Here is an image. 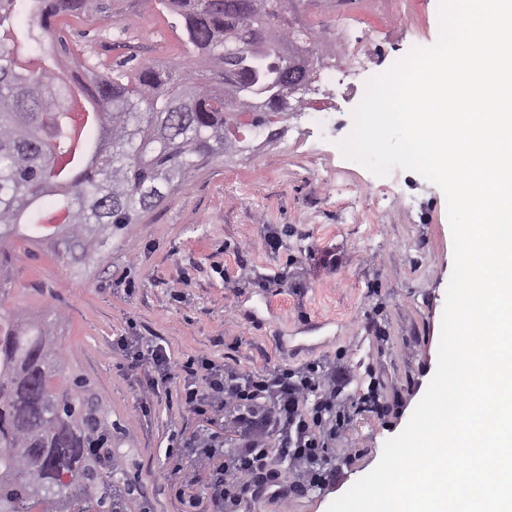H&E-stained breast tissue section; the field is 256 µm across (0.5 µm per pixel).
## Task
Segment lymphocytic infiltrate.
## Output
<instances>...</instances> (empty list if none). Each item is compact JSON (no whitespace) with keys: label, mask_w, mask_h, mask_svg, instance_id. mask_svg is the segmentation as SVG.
Here are the masks:
<instances>
[{"label":"lymphocytic infiltrate","mask_w":512,"mask_h":512,"mask_svg":"<svg viewBox=\"0 0 512 512\" xmlns=\"http://www.w3.org/2000/svg\"><path fill=\"white\" fill-rule=\"evenodd\" d=\"M186 369L193 380L183 388L182 404L201 416L229 413L236 423L232 444L215 432L203 440L226 457L210 512H241L243 503L264 497L285 501L335 479L323 460L329 439L348 420L342 396L350 372L343 363L242 373L201 357L188 360Z\"/></svg>","instance_id":"lymphocytic-infiltrate-1"}]
</instances>
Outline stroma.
<instances>
[{"mask_svg":"<svg viewBox=\"0 0 512 512\" xmlns=\"http://www.w3.org/2000/svg\"><path fill=\"white\" fill-rule=\"evenodd\" d=\"M295 7L309 23L353 16L363 31L405 17L379 48L375 75L440 33V0H297ZM115 10L113 21L72 17L59 31L73 52L107 68L184 53L180 20L156 0H117ZM361 100L345 96L327 120L272 116L242 149L192 171L93 259L59 258L29 230L7 239L10 308L64 312L63 376L86 379L112 427V451L137 476L150 512H207L211 476L224 459L189 448L205 420L152 394L150 364L125 369L118 337L136 334L166 350L168 392L182 387L190 356L244 372L313 360L348 366L350 419L327 452L336 482L285 504L259 499L250 512H327L377 465L424 395L453 267L446 200L404 169L392 191L381 190L377 176L343 158L337 143L350 134ZM342 183L364 195L362 209L339 194ZM270 235L279 249L266 245ZM376 325L384 339L375 338ZM376 377L385 385L377 408L361 402ZM345 448L354 458L344 459Z\"/></svg>","mask_w":512,"mask_h":512,"instance_id":"obj_1","label":"stroma"}]
</instances>
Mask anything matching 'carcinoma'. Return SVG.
<instances>
[{"label":"carcinoma","mask_w":512,"mask_h":512,"mask_svg":"<svg viewBox=\"0 0 512 512\" xmlns=\"http://www.w3.org/2000/svg\"><path fill=\"white\" fill-rule=\"evenodd\" d=\"M114 0H0V243L64 216L46 235L78 261L157 207L210 158L237 148L238 116L256 130L291 110L298 87L278 84L323 66L307 58L320 35L288 16L290 0H158L183 19L190 62L161 60L131 74L126 63L86 87L54 54L70 48L50 20L112 19ZM88 102L73 135L68 113ZM57 197L46 209L41 199ZM0 276V512H129L135 477L112 455V428L86 383L53 385L63 355L61 313L4 311Z\"/></svg>","instance_id":"carcinoma-1"}]
</instances>
